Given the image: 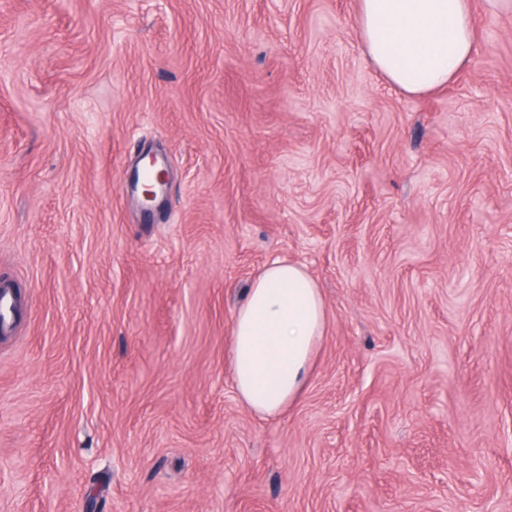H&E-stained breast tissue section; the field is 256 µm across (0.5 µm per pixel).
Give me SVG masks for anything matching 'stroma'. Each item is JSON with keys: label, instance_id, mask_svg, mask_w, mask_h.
<instances>
[{"label": "stroma", "instance_id": "stroma-1", "mask_svg": "<svg viewBox=\"0 0 512 512\" xmlns=\"http://www.w3.org/2000/svg\"><path fill=\"white\" fill-rule=\"evenodd\" d=\"M358 5L0 0V512H512V12L408 96ZM282 258L326 328L267 420L227 349ZM156 163H157V157L155 155H151L150 159L145 164V165H148L149 167H151L155 172L154 180L150 184H147L146 182H143L140 179L139 168L136 169L135 174H134V179H133L134 187L137 188L138 183H140V185H142L144 188L143 192H142V205L145 208L151 207L152 203H154L156 201V199H157L156 188L158 186H160V191H161L163 186L165 185V180L167 177L166 169H164V173H163L164 176L162 177V174L157 171Z\"/></svg>", "mask_w": 512, "mask_h": 512}]
</instances>
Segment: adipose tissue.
<instances>
[{
  "label": "adipose tissue",
  "instance_id": "ef3b65f1",
  "mask_svg": "<svg viewBox=\"0 0 512 512\" xmlns=\"http://www.w3.org/2000/svg\"><path fill=\"white\" fill-rule=\"evenodd\" d=\"M356 32L374 67L406 94L448 83L474 51L471 0H360ZM326 325L306 270L277 260L251 282L230 338L231 379L244 406L270 419L304 392Z\"/></svg>",
  "mask_w": 512,
  "mask_h": 512
}]
</instances>
